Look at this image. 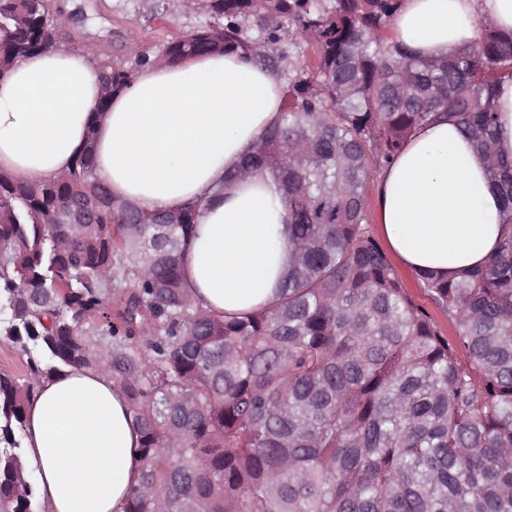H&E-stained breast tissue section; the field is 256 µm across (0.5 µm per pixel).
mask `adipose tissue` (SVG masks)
Returning <instances> with one entry per match:
<instances>
[{
	"instance_id": "ef3b65f1",
	"label": "adipose tissue",
	"mask_w": 512,
	"mask_h": 512,
	"mask_svg": "<svg viewBox=\"0 0 512 512\" xmlns=\"http://www.w3.org/2000/svg\"><path fill=\"white\" fill-rule=\"evenodd\" d=\"M482 19L512 29V0H402L392 38L439 57L473 42ZM101 95L94 59L71 47L22 59L0 84V169L55 179L95 127L97 175L115 197L144 209L200 203L183 268L197 305L227 313L270 305L288 270L278 188L260 172L219 185L277 123L279 74L236 54L159 60L94 126ZM375 210L390 250L416 272L454 276L499 251L502 198L470 139L445 119L420 128L380 170ZM26 433L48 512H121L142 464L139 433L108 374L77 368L44 382Z\"/></svg>"
}]
</instances>
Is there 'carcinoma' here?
<instances>
[{"label":"carcinoma","instance_id":"1","mask_svg":"<svg viewBox=\"0 0 512 512\" xmlns=\"http://www.w3.org/2000/svg\"><path fill=\"white\" fill-rule=\"evenodd\" d=\"M401 0H195L203 21L159 58L248 53L280 67L302 40L279 123L229 183L268 174L284 195L288 272L273 304L199 309L183 251L190 203L147 210L96 173L95 125L139 68L98 44L103 98L68 170L0 171V512H39L25 460L28 405L71 368L107 373L140 434L122 512H512V161L497 151L512 30L422 58L382 32ZM151 0L146 22L165 20ZM54 0H0V82L66 39ZM456 122L504 200L488 265L418 274L455 324L442 334L369 230L364 188L415 130ZM90 204L87 224L72 219ZM6 369L17 376L25 372L24 362L15 344L4 336H0V369Z\"/></svg>","mask_w":512,"mask_h":512}]
</instances>
